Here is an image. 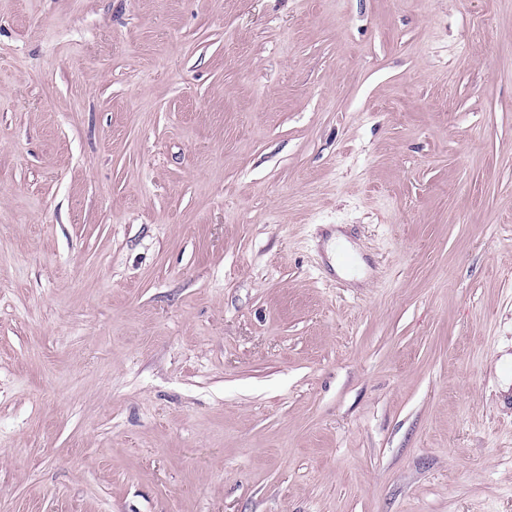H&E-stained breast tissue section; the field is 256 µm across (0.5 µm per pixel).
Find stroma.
Listing matches in <instances>:
<instances>
[{
	"instance_id": "1",
	"label": "stroma",
	"mask_w": 512,
	"mask_h": 512,
	"mask_svg": "<svg viewBox=\"0 0 512 512\" xmlns=\"http://www.w3.org/2000/svg\"><path fill=\"white\" fill-rule=\"evenodd\" d=\"M507 355L512 0H0V512H512Z\"/></svg>"
}]
</instances>
